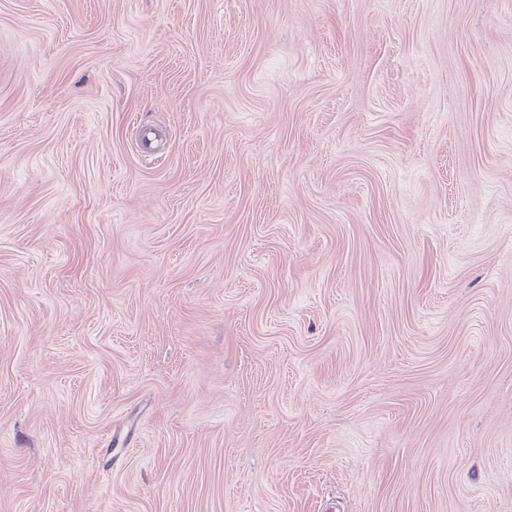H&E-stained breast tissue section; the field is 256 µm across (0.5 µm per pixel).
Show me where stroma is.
<instances>
[{"mask_svg": "<svg viewBox=\"0 0 512 512\" xmlns=\"http://www.w3.org/2000/svg\"><path fill=\"white\" fill-rule=\"evenodd\" d=\"M0 512H512V0H0Z\"/></svg>", "mask_w": 512, "mask_h": 512, "instance_id": "obj_1", "label": "stroma"}]
</instances>
